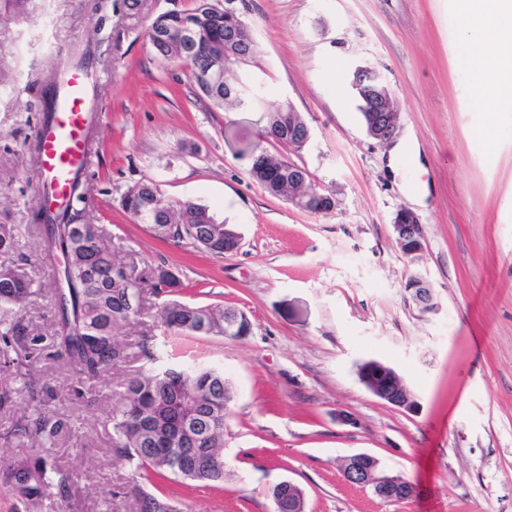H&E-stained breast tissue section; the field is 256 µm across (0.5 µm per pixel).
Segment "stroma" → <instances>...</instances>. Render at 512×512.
<instances>
[{
	"label": "stroma",
	"mask_w": 512,
	"mask_h": 512,
	"mask_svg": "<svg viewBox=\"0 0 512 512\" xmlns=\"http://www.w3.org/2000/svg\"><path fill=\"white\" fill-rule=\"evenodd\" d=\"M192 0H0V224L17 228L35 302L26 319L42 336L29 376L0 369L12 406L0 408V455H35L15 436L25 379L51 386L46 408L67 418L58 467L73 473L67 500L42 512H136L124 489H151L112 446L120 384L148 367L138 354L103 380L80 381L55 358V273L43 264L34 220L37 136L60 71L88 78L94 133L81 174L90 223L117 257L173 270L184 300L234 306L251 321L242 337L169 334L157 362L223 370L233 400L224 427V482L189 492L167 482L181 512H274L272 487L289 480L305 512H512V105L492 136L473 87L477 59L459 42L458 0H245L262 52L261 111L223 112L197 95L185 72L155 55L151 16ZM372 65L400 113L397 165L366 133L352 72ZM290 103L312 139L271 153L306 167L335 209L313 214L270 196L248 173L265 111ZM150 181L170 200L206 205L236 226L240 248L213 255L159 240L120 206ZM413 211L424 249L405 257L393 220ZM427 277L434 307L406 289ZM391 367L417 403L408 411L373 395L360 364ZM354 417L340 423L337 413ZM374 456L380 470L413 483L387 503L349 483L344 459Z\"/></svg>",
	"instance_id": "35a3bbf8"
}]
</instances>
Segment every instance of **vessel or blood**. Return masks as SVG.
<instances>
[{
    "instance_id": "obj_1",
    "label": "vessel or blood",
    "mask_w": 512,
    "mask_h": 512,
    "mask_svg": "<svg viewBox=\"0 0 512 512\" xmlns=\"http://www.w3.org/2000/svg\"><path fill=\"white\" fill-rule=\"evenodd\" d=\"M87 119L85 78L78 70L66 71L58 79L53 115L37 131L42 170L39 189L55 200L67 199L73 175L87 164Z\"/></svg>"
}]
</instances>
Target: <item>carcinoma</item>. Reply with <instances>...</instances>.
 <instances>
[{"label":"carcinoma","mask_w":512,"mask_h":512,"mask_svg":"<svg viewBox=\"0 0 512 512\" xmlns=\"http://www.w3.org/2000/svg\"><path fill=\"white\" fill-rule=\"evenodd\" d=\"M198 34L192 52L181 49L177 39L187 30ZM155 53L181 67L193 82L197 94L214 107L253 110L262 99L258 77L247 70L260 53L259 43L245 25L241 14L220 0H194L187 10L157 14L147 28ZM214 55L224 58V83L212 88L202 83L201 74ZM307 123L290 104L266 112L260 140L304 149L302 137ZM248 172L253 181L273 197L298 199L308 211L329 212L336 207V194L324 192L313 183L302 187L298 179L309 176L302 166L277 157L263 147L255 150ZM121 207L142 224H167L157 233L163 240L188 241L194 247L224 255L235 246V227L218 221L202 204L171 201L152 183L128 188L120 199ZM37 220L46 227L44 259L55 261L59 252L67 255L68 293L58 292V321L55 329L57 357L72 365L81 380L95 381L108 373L120 359L127 358L122 331L132 329L144 317L142 307L127 305L129 291L142 294L149 288L163 298L160 327L166 332L198 335L203 321L212 324L213 335L223 336L224 318L237 308L200 305L179 299L182 288H170L161 268L150 273H135V268L118 260L98 226L85 221L83 211L62 223L40 211ZM16 250L15 227L0 224V253ZM27 259L19 257L0 264V341L16 359L36 356L41 337L33 334L22 316L32 302L31 282L23 272ZM156 336L140 335V355L156 360ZM51 395L49 386L29 390V401L37 410L17 425V435L41 442L42 456L33 461L0 463V474L16 499L27 508H37L50 488L60 499L69 497L73 475L55 465L56 441L71 434L70 423L39 406ZM233 397L224 373L212 368L149 370L128 377L121 402L112 413L114 447L123 460L138 471L151 472L159 479L178 481L188 487L224 482V420ZM187 421L198 428V443L193 452H181L176 425ZM139 502L154 501L156 512H178L175 501L165 493H148L134 485L129 491Z\"/></svg>","instance_id":"cac0c4a2"}]
</instances>
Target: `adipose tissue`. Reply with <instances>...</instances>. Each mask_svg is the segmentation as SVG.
Here are the masks:
<instances>
[{"label": "adipose tissue", "instance_id": "1", "mask_svg": "<svg viewBox=\"0 0 512 512\" xmlns=\"http://www.w3.org/2000/svg\"><path fill=\"white\" fill-rule=\"evenodd\" d=\"M463 22L460 43L481 53L483 65L475 76L477 95L485 103L487 127H494L496 103L512 94V0H459Z\"/></svg>", "mask_w": 512, "mask_h": 512}]
</instances>
